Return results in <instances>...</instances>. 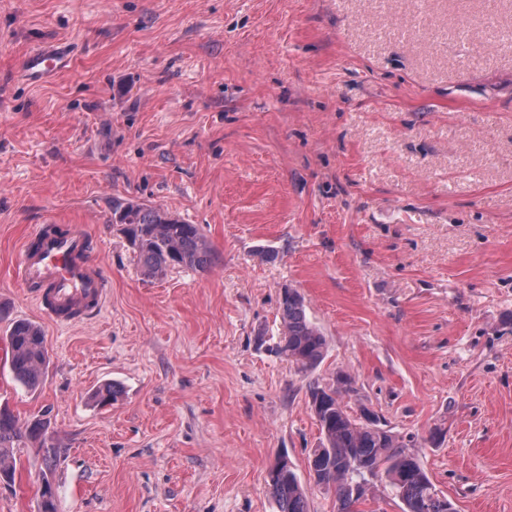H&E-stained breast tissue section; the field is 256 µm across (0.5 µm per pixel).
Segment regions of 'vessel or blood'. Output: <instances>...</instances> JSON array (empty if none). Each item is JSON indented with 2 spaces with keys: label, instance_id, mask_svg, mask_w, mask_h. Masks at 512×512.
Instances as JSON below:
<instances>
[{
  "label": "vessel or blood",
  "instance_id": "1",
  "mask_svg": "<svg viewBox=\"0 0 512 512\" xmlns=\"http://www.w3.org/2000/svg\"><path fill=\"white\" fill-rule=\"evenodd\" d=\"M62 63L59 53L36 50L24 58L22 72L38 81L53 75ZM93 250L83 225L54 221L40 225L23 242L15 277L52 322L71 325L102 308L108 284Z\"/></svg>",
  "mask_w": 512,
  "mask_h": 512
}]
</instances>
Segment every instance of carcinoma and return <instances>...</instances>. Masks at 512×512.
Listing matches in <instances>:
<instances>
[{
	"instance_id": "obj_1",
	"label": "carcinoma",
	"mask_w": 512,
	"mask_h": 512,
	"mask_svg": "<svg viewBox=\"0 0 512 512\" xmlns=\"http://www.w3.org/2000/svg\"><path fill=\"white\" fill-rule=\"evenodd\" d=\"M112 223L123 224L137 254L141 272L149 278L164 275L175 265L206 270L213 254L206 236L166 210L133 201L112 203ZM282 336L277 350L301 373L313 371L323 360L326 340L307 318L304 297L294 289L279 301ZM9 368L27 388L42 382L47 360L46 341L38 326L16 320L8 328ZM354 378L345 372L331 383L314 380L306 392L317 419L322 440L310 460L315 484L332 490L336 512H361L377 481L386 482L404 505L403 512H454L448 498L439 494L418 457L407 451L386 424L366 421L367 408L354 417L343 395L355 391ZM49 447L43 418L36 416L21 427L19 418L0 406V461L15 448ZM278 512H310L306 487L282 461L266 479Z\"/></svg>"
}]
</instances>
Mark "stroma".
Returning <instances> with one entry per match:
<instances>
[{"label":"stroma","mask_w":512,"mask_h":512,"mask_svg":"<svg viewBox=\"0 0 512 512\" xmlns=\"http://www.w3.org/2000/svg\"><path fill=\"white\" fill-rule=\"evenodd\" d=\"M510 31L512 0H0V405L60 456L18 450L0 512L44 478L57 512H277L283 454L336 512L306 383L341 370L456 512H512ZM45 47L68 68L26 80ZM116 200L199 225L211 267L145 278ZM46 219L96 240L98 316L55 325L13 278ZM286 288L326 339L308 376L274 352ZM6 341L9 349V368L16 381L27 388L42 382L47 360L46 341L38 326L16 320L8 328Z\"/></svg>","instance_id":"stroma-1"}]
</instances>
